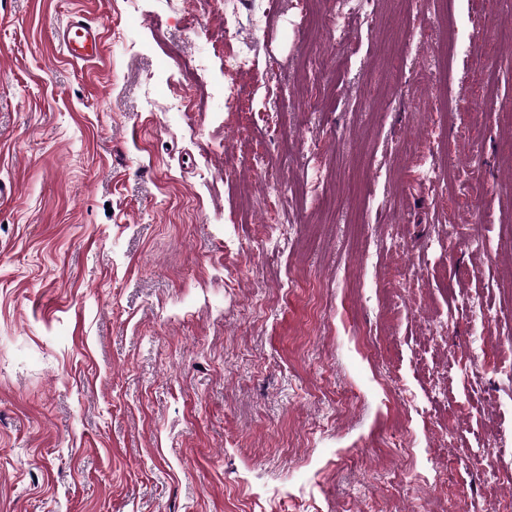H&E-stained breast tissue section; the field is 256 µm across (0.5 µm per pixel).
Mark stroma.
Masks as SVG:
<instances>
[{"instance_id":"1","label":"stroma","mask_w":512,"mask_h":512,"mask_svg":"<svg viewBox=\"0 0 512 512\" xmlns=\"http://www.w3.org/2000/svg\"><path fill=\"white\" fill-rule=\"evenodd\" d=\"M268 2L0 0V512H512V11ZM101 27L75 12L58 27V48L73 62H97L101 54ZM417 44L416 37L410 35L400 48L399 61L404 67L408 66L409 72L415 73L416 76H420L422 79L430 81L439 78V73L436 69L417 66L418 61L415 50Z\"/></svg>"}]
</instances>
